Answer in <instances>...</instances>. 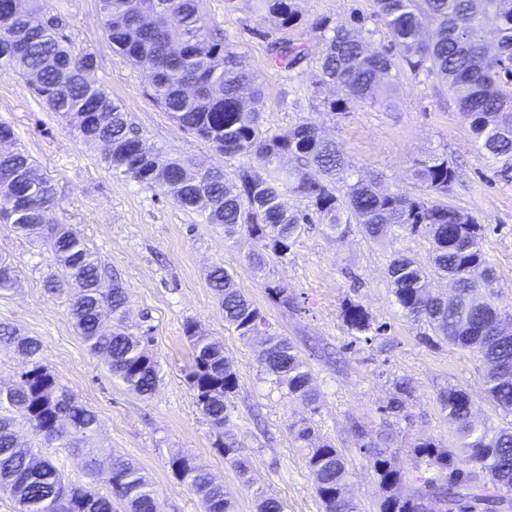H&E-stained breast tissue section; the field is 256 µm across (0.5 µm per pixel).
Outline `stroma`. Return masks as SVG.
Here are the masks:
<instances>
[{
	"mask_svg": "<svg viewBox=\"0 0 512 512\" xmlns=\"http://www.w3.org/2000/svg\"><path fill=\"white\" fill-rule=\"evenodd\" d=\"M48 4L64 22L63 35L95 54L94 79L121 104L147 145L198 167H222L227 178H234L237 161L179 129L153 101L146 74L113 52L103 32L99 0ZM202 8L243 48L259 75L265 129L279 132L313 123L339 141L353 173L383 174L384 188L392 191L414 192L411 170L428 155L443 154L458 165L460 180L444 201L484 225L482 246L498 278L500 319L504 328H512V180H504L497 166L478 156L469 121L445 82L401 71L392 112L354 103L333 115L313 92L312 71L322 50L314 22L360 19L369 46L389 48L391 38L376 16L375 0H301L303 23L292 36L304 44L307 59L292 72L270 65L273 23L255 0H203ZM0 121L13 125L17 146L51 178L57 199L51 221L73 225L101 263L120 277L132 332L146 330L152 336L149 350L160 365L159 384L146 398L112 377L80 338L69 316L68 295L50 294L43 286L45 275L57 269L50 246L30 245L5 224H0V256L16 268L19 285L0 295V325L40 340L44 362L58 383L96 413L100 426L95 445L134 462L154 486L162 512H203L198 497L169 468L170 457L179 451L224 485L236 501V512H255L238 473L214 448V433L187 383L192 353L183 325L188 320L219 339L233 362L238 386L231 399V433L249 459L257 486L278 497L284 512H324L314 478L292 439L294 421L312 420L343 453L348 491L362 512H378L383 492L353 425L389 447L396 466L409 471L414 467L413 443L430 440L445 446L452 440L438 401L448 386L470 394L478 419L497 425L512 421V415L496 410L487 399L480 357L443 341L426 342V326L403 316L394 302L386 275L391 254L400 251L427 262L426 239L373 241L355 231L338 240L315 224L283 261L248 235L225 239L222 228L183 210L163 189L113 176L102 160V148L77 139L8 66H0ZM257 254L264 257L259 267L250 263ZM218 264L234 274L272 330L290 338L307 362L318 394L315 406L288 398L285 389L269 381L257 363V343L225 325L224 311L207 281L209 269ZM270 282L297 296L302 311L292 314L271 302L266 292ZM348 298L362 304L376 323L386 324V333L367 344L353 341L340 317ZM402 378L411 380L413 393L404 415L397 417L387 404Z\"/></svg>",
	"mask_w": 512,
	"mask_h": 512,
	"instance_id": "35a3bbf8",
	"label": "stroma"
}]
</instances>
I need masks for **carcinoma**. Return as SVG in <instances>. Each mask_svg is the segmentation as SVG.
I'll use <instances>...</instances> for the list:
<instances>
[{
	"label": "carcinoma",
	"instance_id": "carcinoma-1",
	"mask_svg": "<svg viewBox=\"0 0 512 512\" xmlns=\"http://www.w3.org/2000/svg\"><path fill=\"white\" fill-rule=\"evenodd\" d=\"M278 33L271 42L272 61L288 71L307 54L288 37L302 21L299 0H257ZM376 15L388 30L391 47L371 50L353 25L322 20L324 49L312 81L316 91L336 88L324 99L331 113L353 102L379 103L394 109L392 93L403 68L411 74L442 78L459 110L469 120L478 155L512 173V0H375ZM104 32L112 51L142 69L153 99L181 129L204 139L229 159H240L234 181L224 170L201 172L162 150L146 147L122 108L93 83L96 57L75 49L59 34L62 20L46 0H0V65H8L30 84L46 107L65 118L86 144L103 146L112 174L147 188L160 187L180 208L199 212L207 224L265 241L281 260L317 223L328 236L343 239L352 229L379 240L396 230L430 243L428 264L395 252L389 260V287L404 316L425 324L431 335L476 353L486 366L483 386L494 407L512 413V332L500 335L495 303L497 279L482 250L484 227L468 213L439 197L455 184L454 162L430 155L413 171L419 193L380 187L378 177L345 175L342 146L320 128L300 123L271 133L262 125L256 104L262 86L245 53L202 12L201 0H100ZM496 37L495 51L485 35ZM13 126L0 122V195L11 207L0 223L36 244L49 242L62 275L44 281L49 293L70 294L71 319L88 350L100 357L112 376L142 397L159 382L157 361L149 353L148 333H132L123 324L125 288L106 276L95 253L71 225L47 223L55 188L38 163L13 147ZM294 159L283 168L278 160ZM305 201L291 210L284 198ZM455 283L449 297L434 291L430 276ZM210 288L224 309V322L244 340L259 343L260 371L310 407L317 403L310 369L286 336L269 330L261 311L221 265L208 273ZM270 299L298 310L297 298L278 284H268ZM117 315L104 328V309ZM347 333L366 343L386 331L373 323L358 302L341 309ZM193 364L187 382L201 415L215 432L214 448L238 472L252 493L256 512H283V503L253 488L248 459L228 434L231 397L238 377L222 343L193 320L184 323ZM0 343L22 357L18 381L0 387V488L10 493L16 512H160L153 486L138 468L91 444L97 415L64 390L43 363L41 342L0 326ZM412 385L395 383L388 409L403 413ZM441 411L453 425L448 446L432 441L412 445L414 470L397 468L393 454L380 448L361 426H354L361 449L385 492L379 512H512V423H477L475 402L457 386L440 393ZM296 447L304 452L324 512H361L346 495L349 471L341 451L315 433L309 420L291 425ZM72 448L81 456L85 484L67 481L52 460L39 457L41 444ZM175 478L201 501L204 512H234L224 485L176 453L169 459ZM109 493L102 494L96 486Z\"/></svg>",
	"mask_w": 512,
	"mask_h": 512
}]
</instances>
